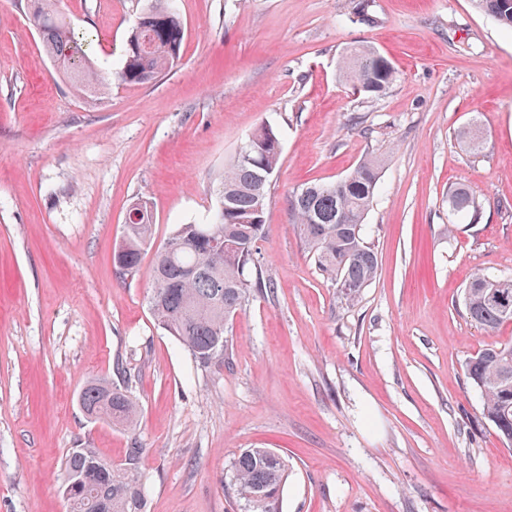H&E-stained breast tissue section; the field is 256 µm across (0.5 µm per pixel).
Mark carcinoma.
Returning <instances> with one entry per match:
<instances>
[{
  "label": "carcinoma",
  "mask_w": 512,
  "mask_h": 512,
  "mask_svg": "<svg viewBox=\"0 0 512 512\" xmlns=\"http://www.w3.org/2000/svg\"><path fill=\"white\" fill-rule=\"evenodd\" d=\"M57 2L30 0V20L59 72L90 98L105 94L114 81L150 83L179 59L184 27L176 0H147L127 37L120 67L109 75L91 61V33L76 30ZM475 3L501 27L512 30V0ZM340 75L360 92L380 94L395 80L396 72L373 48L359 45L343 51ZM280 157L277 131L262 125L224 168L213 217L200 224L175 225L155 253L150 309L200 367L224 363L227 322L246 305L253 290L272 288L251 270L256 266L257 242L266 235L267 200ZM381 172V160L368 156L341 179L311 184L291 201L305 249L351 304L377 275L378 259L365 239L364 223ZM129 212L136 213V218H126L113 262H125L126 277L133 278L150 244L153 215L143 202L134 203ZM448 214L474 222L480 204L466 187L457 186L448 191ZM462 304L475 327L494 331L509 322L503 310L512 309V275H475L463 290ZM465 374L481 395L484 419L512 445V345L483 349L467 363ZM79 405L89 416L129 433L136 430L139 404L125 386L94 378L82 388ZM142 454L141 448H129L124 462L116 465L95 448L69 449L61 462L63 477L77 478L75 483H63L69 512H146L145 486L138 469ZM287 477L286 461L271 448H244L230 467L242 512H279Z\"/></svg>",
  "instance_id": "carcinoma-1"
}]
</instances>
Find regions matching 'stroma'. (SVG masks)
<instances>
[{"label":"stroma","instance_id":"1","mask_svg":"<svg viewBox=\"0 0 512 512\" xmlns=\"http://www.w3.org/2000/svg\"><path fill=\"white\" fill-rule=\"evenodd\" d=\"M111 70L137 0H62ZM180 59L91 101L57 73L27 15L0 0V512H68L71 448L124 460L138 444L147 512H236L243 448L288 462L280 512H512V448L465 377L512 322L477 329L462 292L512 275V31L472 0H177ZM396 71L379 96L339 76L343 49ZM280 134L257 258L272 288L226 328L218 368L195 365L151 313L154 248L217 204L224 166L261 125ZM479 125L480 155L460 133ZM384 165L365 220L378 273L359 301L304 250L289 200ZM468 187L478 223H449ZM154 215L135 279L112 262L130 206ZM124 369L134 434L88 420L78 396ZM480 214V204L464 186H457L448 191V215L469 217L475 222Z\"/></svg>","mask_w":512,"mask_h":512}]
</instances>
